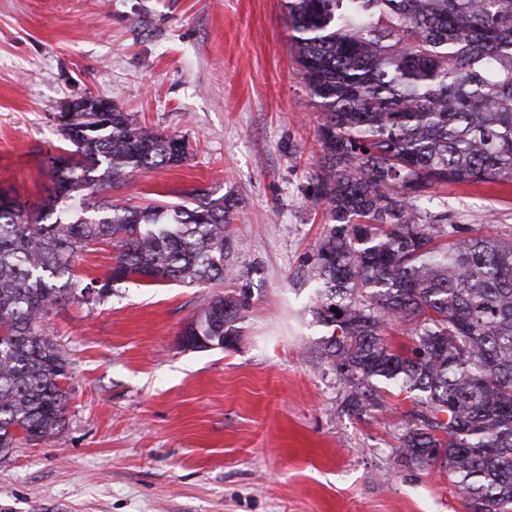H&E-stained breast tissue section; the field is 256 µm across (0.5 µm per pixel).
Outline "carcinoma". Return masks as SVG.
<instances>
[{"label":"carcinoma","mask_w":512,"mask_h":512,"mask_svg":"<svg viewBox=\"0 0 512 512\" xmlns=\"http://www.w3.org/2000/svg\"><path fill=\"white\" fill-rule=\"evenodd\" d=\"M299 73L320 112L313 196L327 205L311 312L333 327L324 357L361 415L382 383L413 409L399 452L446 471L482 512H512V232L474 234L428 190L512 183V0H286ZM66 156L28 207L0 194V460L65 429L68 360L43 334L50 306L120 282L224 281L233 196L128 206L108 192L187 159L184 140L118 108L53 116ZM100 238L108 276L74 279ZM250 278L195 316L219 349L239 336ZM414 324L395 347L386 332Z\"/></svg>","instance_id":"carcinoma-1"}]
</instances>
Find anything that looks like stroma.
I'll return each mask as SVG.
<instances>
[{
	"label": "stroma",
	"instance_id": "35a3bbf8",
	"mask_svg": "<svg viewBox=\"0 0 512 512\" xmlns=\"http://www.w3.org/2000/svg\"><path fill=\"white\" fill-rule=\"evenodd\" d=\"M288 40L284 0H0V188L35 202L53 121L87 94L184 138L180 165L133 176L143 206L204 190L240 205L231 276L250 274L237 341L187 349L182 327L219 286L116 285L51 306L44 334L68 360L66 426L0 460V512H474L446 473L405 464L403 398L357 416L322 359L309 312L328 223L309 186L317 111ZM437 209L512 230V185L432 187ZM116 240L77 254L104 279Z\"/></svg>",
	"mask_w": 512,
	"mask_h": 512
}]
</instances>
